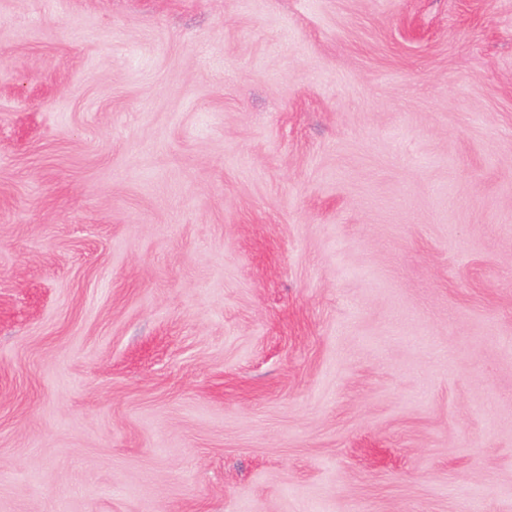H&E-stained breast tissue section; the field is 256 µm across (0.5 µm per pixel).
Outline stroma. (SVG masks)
Returning <instances> with one entry per match:
<instances>
[{"instance_id":"obj_1","label":"stroma","mask_w":512,"mask_h":512,"mask_svg":"<svg viewBox=\"0 0 512 512\" xmlns=\"http://www.w3.org/2000/svg\"><path fill=\"white\" fill-rule=\"evenodd\" d=\"M0 512H512V0H0Z\"/></svg>"}]
</instances>
